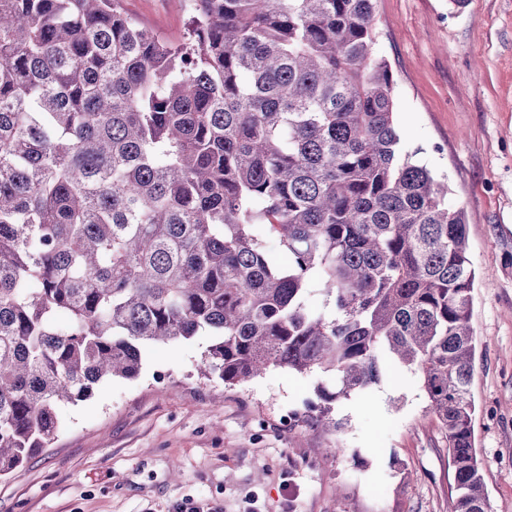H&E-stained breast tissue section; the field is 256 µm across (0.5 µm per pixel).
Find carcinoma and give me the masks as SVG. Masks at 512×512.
<instances>
[{
  "label": "carcinoma",
  "mask_w": 512,
  "mask_h": 512,
  "mask_svg": "<svg viewBox=\"0 0 512 512\" xmlns=\"http://www.w3.org/2000/svg\"><path fill=\"white\" fill-rule=\"evenodd\" d=\"M376 36L373 0H195L177 41L121 0H0V476L142 346L209 335L226 386L326 374L328 429L381 358L417 373L452 512H491L466 216L403 150Z\"/></svg>",
  "instance_id": "obj_1"
}]
</instances>
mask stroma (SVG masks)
I'll use <instances>...</instances> for the list:
<instances>
[{
  "label": "stroma",
  "mask_w": 512,
  "mask_h": 512,
  "mask_svg": "<svg viewBox=\"0 0 512 512\" xmlns=\"http://www.w3.org/2000/svg\"><path fill=\"white\" fill-rule=\"evenodd\" d=\"M374 6L403 147L466 213L476 446L492 512H512V0ZM122 7L175 40L191 16L185 0ZM210 343L146 345L137 377L62 407L55 442L0 478V512H451L448 440L410 371L385 362L376 385L334 404L339 431L290 429L318 376L272 368L228 387L200 374Z\"/></svg>",
  "instance_id": "obj_1"
}]
</instances>
